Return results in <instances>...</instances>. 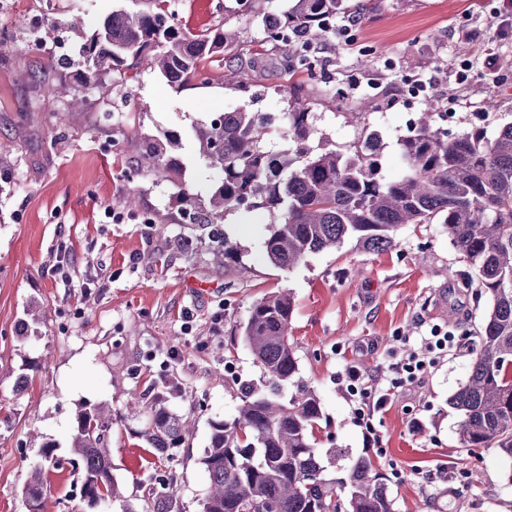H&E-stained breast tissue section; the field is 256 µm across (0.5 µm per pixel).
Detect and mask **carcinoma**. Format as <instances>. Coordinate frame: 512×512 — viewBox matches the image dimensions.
Listing matches in <instances>:
<instances>
[{
  "instance_id": "carcinoma-1",
  "label": "carcinoma",
  "mask_w": 512,
  "mask_h": 512,
  "mask_svg": "<svg viewBox=\"0 0 512 512\" xmlns=\"http://www.w3.org/2000/svg\"><path fill=\"white\" fill-rule=\"evenodd\" d=\"M343 0H294L291 8L260 24L266 38L285 47V58L331 33L330 20ZM130 14L114 11L96 37L82 44L83 85L104 96L107 77L126 73L143 61L156 64L168 83L209 81L206 65L214 54L230 53L237 35L218 25L193 32L174 24L170 0H147ZM56 92L69 98L68 111H84L85 100L67 83ZM284 144L270 146L271 119L239 108L196 125L199 155L222 171L208 205L188 188L178 202L196 224H212L237 209H263L271 219L264 241L268 261L291 270L306 257L339 247L348 236L367 251L398 245L407 224H440L450 242L476 272L477 292L488 310L476 331L477 348L466 383L448 400L460 415V444L473 451L495 448L511 462L512 480V122L489 137L481 127L452 133L438 113H418L414 132L398 140L402 171L381 174V148L361 135L346 148L310 142L318 134L309 102L293 96ZM125 138L143 144L134 179L152 172L182 180L176 156L181 135L141 134L135 125ZM214 255L226 267H244L243 252L230 236L214 241ZM295 300L291 292L271 293L251 307L241 336L263 373V383L238 388L241 405L230 423H209V444L201 458L209 485L202 512H394V500L367 454L345 448H318L315 433L323 419L320 397L302 376L288 334ZM190 429L189 417L164 407L150 411L146 435L152 454L176 456ZM112 410L99 405L77 414L72 458L82 475L81 497L122 498L112 473ZM57 465L54 444L41 447L25 487L34 512H42L44 484ZM122 512H181L172 493H156Z\"/></svg>"
}]
</instances>
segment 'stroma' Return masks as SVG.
Listing matches in <instances>:
<instances>
[{"instance_id": "obj_1", "label": "stroma", "mask_w": 512, "mask_h": 512, "mask_svg": "<svg viewBox=\"0 0 512 512\" xmlns=\"http://www.w3.org/2000/svg\"><path fill=\"white\" fill-rule=\"evenodd\" d=\"M170 2L177 25L235 30L238 53L217 55L206 84L172 86L146 65L126 82L110 76L111 95L85 89L86 111L61 126L53 115L67 103L52 89L76 76L59 66L43 39L46 27L78 46L112 11L133 13L145 2L0 0V512H27L25 484L46 442L63 464L48 474L44 512H86L81 478L68 463L70 442L78 411L100 404L112 410V463L126 500L141 502L169 473L182 512H201L209 422L232 421L239 383L262 378L239 326L253 303L277 289L294 295L290 340L321 398L326 425L318 447L369 453L395 512H512V481L497 450L462 448L459 415L448 405L468 379L486 303L463 286L468 267L441 225H407L396 235L398 247L382 252L365 251L349 237L282 271L264 253V210L191 224L176 203L181 187L204 199L222 178L220 168L199 157L192 127L243 107L285 122L290 87L310 99L317 126L336 144L355 141L366 126L383 131L389 178L401 170L397 141L406 134V112L433 109L453 133L475 126L495 133L512 121V39L493 37L494 0H347L362 16L352 41L332 34L314 44L309 69L290 82L280 50L264 43L254 19L284 11L291 0ZM489 48L506 84L496 85L484 65ZM35 68L38 82L20 79V71ZM234 69L256 85L258 98L228 81ZM461 69L467 77L459 81ZM490 97L492 110L485 107ZM364 101L374 108L360 124L350 115ZM131 123L150 136L181 132L183 183L152 174L127 180L141 159L138 143L124 137ZM129 188L136 209L107 218ZM224 234L240 243L247 274L214 262L213 240ZM64 254L66 283L55 272ZM106 277L109 287H94ZM35 307L42 312L37 322L30 315ZM435 324L459 329L467 350L399 388L373 418L380 445L366 448L337 373L348 364L391 378L390 364L405 353L401 337ZM24 373L30 382L19 393L15 382ZM164 379L179 386L164 407L194 421L170 460L150 453L142 435L146 412L128 405L131 393ZM415 418L424 423L422 433L410 430Z\"/></svg>"}]
</instances>
